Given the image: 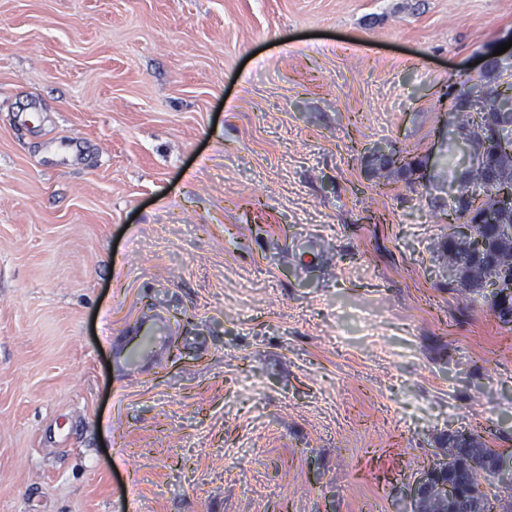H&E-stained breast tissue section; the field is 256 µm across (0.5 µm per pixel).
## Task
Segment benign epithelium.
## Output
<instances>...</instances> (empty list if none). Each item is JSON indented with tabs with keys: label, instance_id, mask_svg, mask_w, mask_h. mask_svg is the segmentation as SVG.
Listing matches in <instances>:
<instances>
[{
	"label": "benign epithelium",
	"instance_id": "benign-epithelium-1",
	"mask_svg": "<svg viewBox=\"0 0 512 512\" xmlns=\"http://www.w3.org/2000/svg\"><path fill=\"white\" fill-rule=\"evenodd\" d=\"M495 50L497 47L494 46L481 56L478 71L481 72L491 65L500 70L512 69V48L498 56L494 55ZM487 93L485 88L471 87L465 92L452 94L453 108L449 114L457 111H484L483 104ZM490 193L498 197L503 208L512 207V186L501 185L493 178L472 182L463 174L455 181L453 190L448 192V233L452 238L468 244V251L462 259L464 263L490 261L495 239L500 236L512 238V224L502 223L498 215L476 210L479 201ZM485 293L491 300L512 296V276L501 274L492 277L487 283ZM483 470L501 484L512 482V464H507L504 456L496 451L483 456ZM433 493L446 512H494L490 501L477 503L467 497L446 458L433 462L414 480L410 491L412 512H420L425 500Z\"/></svg>",
	"mask_w": 512,
	"mask_h": 512
}]
</instances>
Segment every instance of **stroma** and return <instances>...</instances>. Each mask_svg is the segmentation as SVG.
<instances>
[{
    "mask_svg": "<svg viewBox=\"0 0 512 512\" xmlns=\"http://www.w3.org/2000/svg\"><path fill=\"white\" fill-rule=\"evenodd\" d=\"M511 34L512 0H0V512H410L449 431L512 460V323L439 252L445 94ZM394 151H395V149L392 147V145L387 144V143H377L371 149V153H375L378 155H384L387 157L391 156V154ZM399 153L401 154V152H399ZM399 153L397 154V152L395 151V153H394L395 158H393V160L391 162L387 161V160L373 158L371 161V171L373 172V174L376 175V174H378V170L388 169V168H395L398 171L403 172L404 170H406L408 168L420 165V163H417L415 160H410L405 155L401 156ZM164 322L159 315H154L141 323L139 331L141 336H136L137 341L133 345L126 344L115 356V363L128 375L135 373L141 365L149 360H157L161 354L164 341L159 332Z\"/></svg>",
    "mask_w": 512,
    "mask_h": 512,
    "instance_id": "stroma-1",
    "label": "stroma"
}]
</instances>
